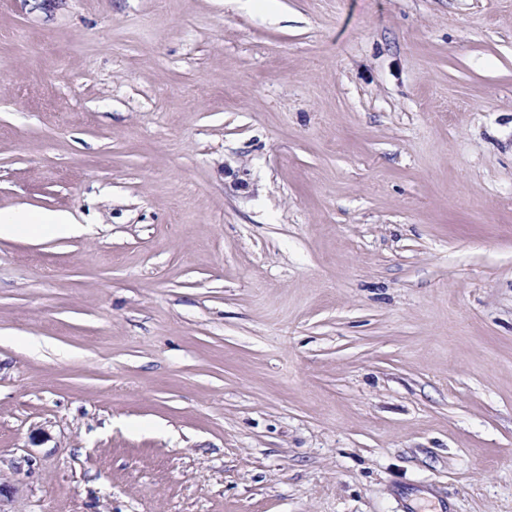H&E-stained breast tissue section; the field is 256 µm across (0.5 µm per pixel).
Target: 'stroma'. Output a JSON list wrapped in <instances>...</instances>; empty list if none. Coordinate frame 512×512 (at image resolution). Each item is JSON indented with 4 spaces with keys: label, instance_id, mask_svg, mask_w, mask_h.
Segmentation results:
<instances>
[{
    "label": "stroma",
    "instance_id": "obj_1",
    "mask_svg": "<svg viewBox=\"0 0 512 512\" xmlns=\"http://www.w3.org/2000/svg\"><path fill=\"white\" fill-rule=\"evenodd\" d=\"M0 512H512V0H0ZM62 213H37L23 207L0 210V239L76 234L77 227Z\"/></svg>",
    "mask_w": 512,
    "mask_h": 512
}]
</instances>
